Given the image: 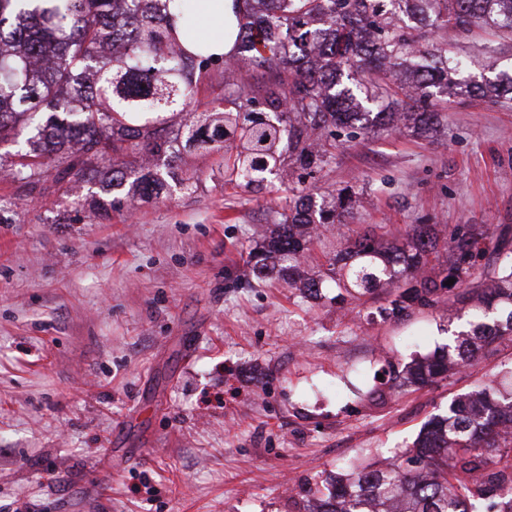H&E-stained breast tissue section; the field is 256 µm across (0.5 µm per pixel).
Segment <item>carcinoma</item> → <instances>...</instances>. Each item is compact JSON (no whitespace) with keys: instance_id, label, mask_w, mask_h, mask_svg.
I'll list each match as a JSON object with an SVG mask.
<instances>
[{"instance_id":"obj_1","label":"carcinoma","mask_w":512,"mask_h":512,"mask_svg":"<svg viewBox=\"0 0 512 512\" xmlns=\"http://www.w3.org/2000/svg\"><path fill=\"white\" fill-rule=\"evenodd\" d=\"M234 2L245 36L231 57L274 82L259 99L234 80L231 107L215 118L190 106L219 57L192 27L176 32L170 0H0V144L15 147L0 165L9 159V175L30 194L81 176L103 178L112 191L128 184L129 200L143 202L167 177L196 187L198 176L170 167L171 155L220 153L225 183L262 191L292 165L310 176L328 164L324 137L440 123L425 105L436 89L512 103V76L462 87L448 73V46L416 49L432 17L460 33L481 21L512 33V0H404L415 26L390 11L393 0H281V14L264 20L254 18L259 0ZM170 112L182 115L171 138ZM352 200L344 188L327 212L303 195L288 198L248 254L252 275L324 298V282L298 272L300 253L308 230L343 223ZM405 237L400 246L367 226L334 258L336 288L364 295L400 281L381 308L397 317L470 282L489 249L502 256L477 292L484 320L406 367L402 384L423 388L490 342H512V249L474 224H411ZM442 250L448 263L435 269L430 257ZM321 485L328 493L317 489L305 512H485L492 493L498 512H512V391L479 387L432 416L404 460L328 475Z\"/></svg>"}]
</instances>
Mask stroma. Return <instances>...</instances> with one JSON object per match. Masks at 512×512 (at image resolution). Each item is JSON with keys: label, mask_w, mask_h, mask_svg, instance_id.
Returning <instances> with one entry per match:
<instances>
[{"label": "stroma", "mask_w": 512, "mask_h": 512, "mask_svg": "<svg viewBox=\"0 0 512 512\" xmlns=\"http://www.w3.org/2000/svg\"><path fill=\"white\" fill-rule=\"evenodd\" d=\"M459 83L512 73V34L426 28ZM435 132L361 133L307 183L354 192L302 258L324 276L369 225L512 226V105L440 97ZM220 155L182 156L198 188L92 214L101 182L28 196L0 170V512H303L322 473L384 462L449 403L512 387V342L415 390L395 372L469 330L471 302L379 314L395 286L337 305L253 279L285 185L224 181Z\"/></svg>", "instance_id": "obj_1"}]
</instances>
